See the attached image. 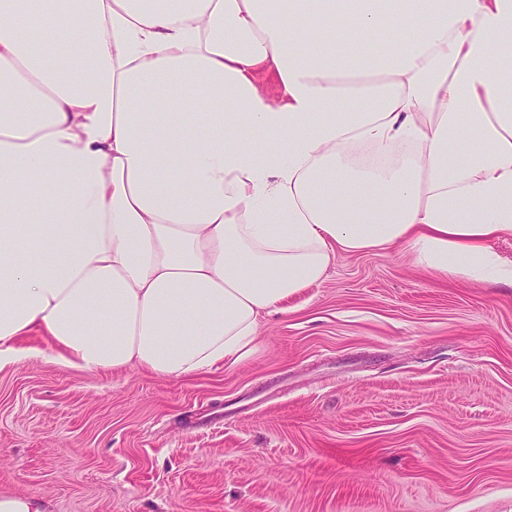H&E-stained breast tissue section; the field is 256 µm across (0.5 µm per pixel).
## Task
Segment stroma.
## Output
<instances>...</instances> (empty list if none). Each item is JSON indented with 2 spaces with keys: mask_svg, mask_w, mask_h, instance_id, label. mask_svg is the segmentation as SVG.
Masks as SVG:
<instances>
[{
  "mask_svg": "<svg viewBox=\"0 0 512 512\" xmlns=\"http://www.w3.org/2000/svg\"><path fill=\"white\" fill-rule=\"evenodd\" d=\"M254 354L0 368V495L47 512H512V286L337 255Z\"/></svg>",
  "mask_w": 512,
  "mask_h": 512,
  "instance_id": "1",
  "label": "stroma"
}]
</instances>
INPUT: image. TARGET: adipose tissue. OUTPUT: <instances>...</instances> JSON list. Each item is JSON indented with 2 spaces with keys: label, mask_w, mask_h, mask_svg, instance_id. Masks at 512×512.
<instances>
[{
  "label": "adipose tissue",
  "mask_w": 512,
  "mask_h": 512,
  "mask_svg": "<svg viewBox=\"0 0 512 512\" xmlns=\"http://www.w3.org/2000/svg\"><path fill=\"white\" fill-rule=\"evenodd\" d=\"M506 235L512 0H0V367L233 366L337 253Z\"/></svg>",
  "instance_id": "adipose-tissue-1"
}]
</instances>
